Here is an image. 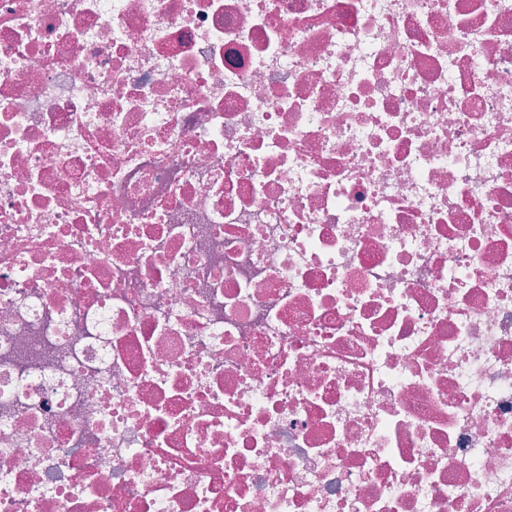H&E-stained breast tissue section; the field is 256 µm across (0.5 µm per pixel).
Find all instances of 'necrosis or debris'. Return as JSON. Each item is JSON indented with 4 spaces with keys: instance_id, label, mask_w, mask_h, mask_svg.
Wrapping results in <instances>:
<instances>
[{
    "instance_id": "obj_1",
    "label": "necrosis or debris",
    "mask_w": 512,
    "mask_h": 512,
    "mask_svg": "<svg viewBox=\"0 0 512 512\" xmlns=\"http://www.w3.org/2000/svg\"><path fill=\"white\" fill-rule=\"evenodd\" d=\"M0 512H512V0H0Z\"/></svg>"
}]
</instances>
